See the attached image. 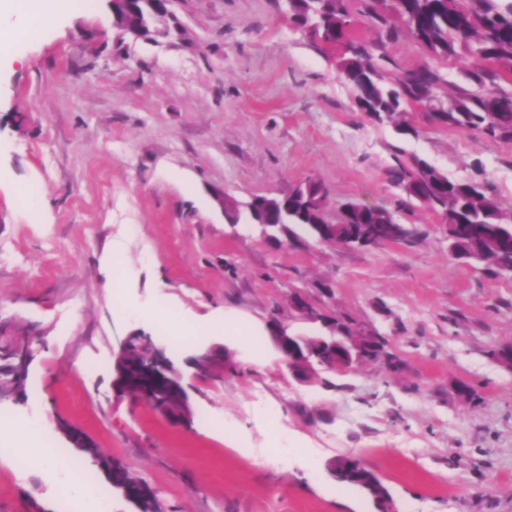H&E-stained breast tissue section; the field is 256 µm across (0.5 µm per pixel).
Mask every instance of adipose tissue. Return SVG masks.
<instances>
[{"label": "adipose tissue", "mask_w": 512, "mask_h": 512, "mask_svg": "<svg viewBox=\"0 0 512 512\" xmlns=\"http://www.w3.org/2000/svg\"><path fill=\"white\" fill-rule=\"evenodd\" d=\"M70 0H0V52L43 33Z\"/></svg>", "instance_id": "adipose-tissue-1"}]
</instances>
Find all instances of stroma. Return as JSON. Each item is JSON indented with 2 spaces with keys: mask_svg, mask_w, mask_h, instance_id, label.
Here are the masks:
<instances>
[{
  "mask_svg": "<svg viewBox=\"0 0 512 512\" xmlns=\"http://www.w3.org/2000/svg\"><path fill=\"white\" fill-rule=\"evenodd\" d=\"M169 10L137 36L109 0H85L0 61V319L42 339L25 400L0 405V512H64L57 460L15 475V421L31 413L58 448L59 423L80 427L166 512H379L330 473L341 456L379 476L395 512H512V370L493 356L512 343V275L450 258L447 225L390 178L419 157L512 210V142L441 127L417 105L410 132L373 120L339 73L343 46L296 30L283 0ZM382 52L385 81L428 61L441 94L475 88L471 62L429 60L408 35ZM308 180L327 191L329 223L346 202L381 205L419 225L418 243L348 249L302 230L275 242L228 224L214 199L244 205ZM296 291L382 336L399 370L365 363L302 384L267 328L277 313L290 332L323 333L294 319ZM228 310L248 335L225 332ZM173 315L190 334L180 344L160 332ZM133 332L181 373L189 423L115 397L117 339ZM216 345L228 359L199 376L195 357Z\"/></svg>",
  "mask_w": 512,
  "mask_h": 512,
  "instance_id": "1",
  "label": "stroma"
}]
</instances>
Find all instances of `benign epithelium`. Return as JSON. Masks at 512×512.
<instances>
[{"label": "benign epithelium", "instance_id": "benign-epithelium-1", "mask_svg": "<svg viewBox=\"0 0 512 512\" xmlns=\"http://www.w3.org/2000/svg\"><path fill=\"white\" fill-rule=\"evenodd\" d=\"M384 244L381 229L377 224H359L352 230L343 245L357 248H372ZM277 330L271 333L272 338L282 347H300L302 354L296 361L294 370L301 372L306 383L313 382L318 369H331L346 372L363 363L374 360L377 352V338L363 328L350 327L342 331L336 323L327 326L329 335L312 339L307 336L293 335L288 332V325L276 321ZM315 341L328 349L331 358L315 356L306 348V344ZM38 336H13L6 340V347L14 366L18 382L25 383L29 366L35 357V346L40 344ZM149 346V353L142 361H135L130 355L131 346L136 343ZM224 362V349L213 348L195 359V366L201 372ZM182 376L166 355L163 348L156 346L150 337L132 334L125 337L118 345V352L113 363L112 390L118 397H129L150 405L158 400L173 395L181 403V409L170 410L166 406L162 413L179 423L189 420L186 394L181 383ZM365 469V465L356 458L349 457L343 461L334 460L331 471L338 477L343 473H356Z\"/></svg>", "mask_w": 512, "mask_h": 512}]
</instances>
